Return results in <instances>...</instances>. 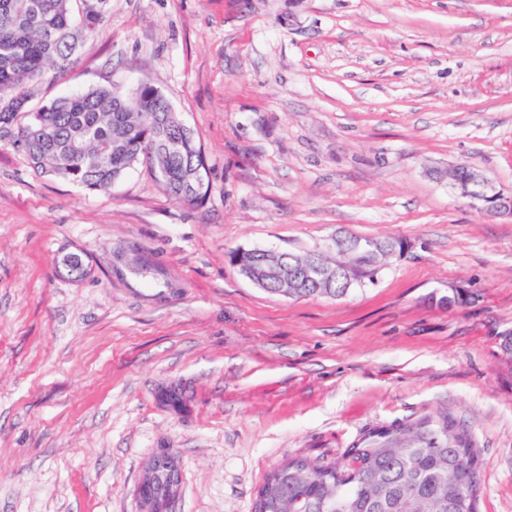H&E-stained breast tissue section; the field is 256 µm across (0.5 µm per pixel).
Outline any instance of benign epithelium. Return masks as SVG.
Listing matches in <instances>:
<instances>
[{
    "mask_svg": "<svg viewBox=\"0 0 512 512\" xmlns=\"http://www.w3.org/2000/svg\"><path fill=\"white\" fill-rule=\"evenodd\" d=\"M456 170L466 173L463 180H453L460 194L474 203L480 210L495 216L512 217V194L496 189L475 168L461 165ZM383 245L374 238L363 240L351 235L338 234L332 240L331 249L336 252L352 251L368 256ZM307 261L293 267L288 263V254L280 250L264 248L239 249L230 256V261L240 273L255 286L265 290L272 280L278 279L293 287L298 283L322 285L331 281L334 272L319 260L321 252H307ZM182 484V465L179 456L171 448L158 449L149 459L138 482L136 493L141 503V512H173Z\"/></svg>",
    "mask_w": 512,
    "mask_h": 512,
    "instance_id": "1",
    "label": "benign epithelium"
}]
</instances>
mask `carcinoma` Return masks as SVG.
Wrapping results in <instances>:
<instances>
[{
	"label": "carcinoma",
	"mask_w": 512,
	"mask_h": 512,
	"mask_svg": "<svg viewBox=\"0 0 512 512\" xmlns=\"http://www.w3.org/2000/svg\"><path fill=\"white\" fill-rule=\"evenodd\" d=\"M107 0L83 14L81 0H0V139L39 176L107 190L142 160L170 198L194 205L209 193L207 156L165 94L112 86L30 106L31 82L64 68L96 37ZM151 148L153 159L141 152ZM74 280L89 274L78 253L59 260ZM479 456L467 430L446 415L371 432L343 461L292 458L262 488L261 512H477ZM471 485L462 499L455 482Z\"/></svg>",
	"instance_id": "obj_1"
}]
</instances>
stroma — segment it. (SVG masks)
Returning <instances> with one entry per match:
<instances>
[{
  "label": "stroma",
  "mask_w": 512,
  "mask_h": 512,
  "mask_svg": "<svg viewBox=\"0 0 512 512\" xmlns=\"http://www.w3.org/2000/svg\"><path fill=\"white\" fill-rule=\"evenodd\" d=\"M142 82L203 143V204L140 164L106 191L39 176L0 141V512H140L159 448L174 512H255L286 459L438 413L478 450V512H512V218L448 177L512 192V0H107L33 100ZM339 232L405 251L300 300L228 259ZM464 171L466 177L464 180H457L451 177L453 185L460 194L474 203L480 204V210L485 213H491L493 216L512 217V194H505L502 190H497L487 179H485L475 168L470 165H461L453 171ZM452 171V172H453ZM60 272L74 280H81L89 274L88 265L78 253H67L59 260ZM165 486V496L158 498L151 488L158 482ZM182 484V465L172 448H159L149 459L138 482L136 493L141 503L140 512H174Z\"/></svg>",
  "instance_id": "obj_1"
}]
</instances>
